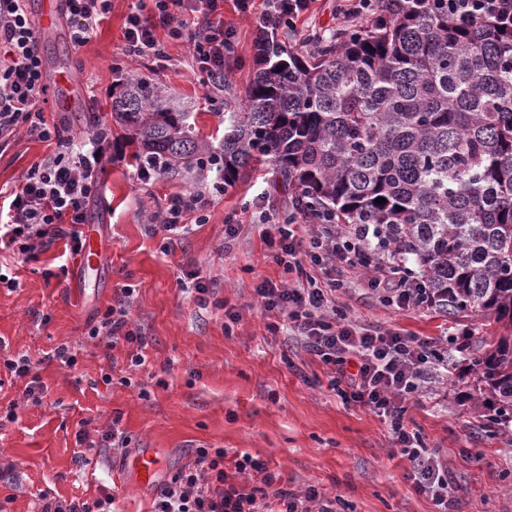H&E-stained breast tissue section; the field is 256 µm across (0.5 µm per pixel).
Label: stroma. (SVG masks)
<instances>
[{
    "label": "stroma",
    "instance_id": "35a3bbf8",
    "mask_svg": "<svg viewBox=\"0 0 512 512\" xmlns=\"http://www.w3.org/2000/svg\"><path fill=\"white\" fill-rule=\"evenodd\" d=\"M352 0H312L296 28L275 37L298 53H308L313 35H330L348 25L344 11ZM132 0H112L111 12L83 47L70 49V30L61 25L39 35L40 52L52 68L67 72L72 84L67 102L45 99L41 106L58 138L43 140L19 130L0 137V195L19 190L30 167L58 153L60 144H77L93 128L112 131V154L98 172L100 190L88 210V227L98 231L103 259L96 275L81 274L78 257L64 241L32 252L0 250V356L28 354L38 362L43 392L26 401L23 382L0 370V410L14 407L16 421H0V455L13 463L0 476V505L6 512H39L42 495L70 499L97 496L100 486H115L118 512H151L156 485L142 487L129 468L131 455L154 449L161 458L159 483L170 481L204 445L224 449V470L249 454L279 475L289 490L316 486L336 500V512H434L405 473L406 457L392 454L387 425L368 408L344 402L330 387L331 373L306 354L288 333H271L255 295L263 281H291L266 244L258 216L262 210L284 215L288 195L270 166L228 188L193 224L172 253L160 250L148 220L165 209L171 196L197 192L180 175L142 180L133 155L135 144L112 125V92L129 75L146 78L187 102L196 131L208 140L222 138L224 125L211 107L214 91L193 67L189 48L156 31L167 56H123L125 19ZM224 18L238 33V51L228 62L225 109L240 108L253 78V54L260 33L251 17L224 2ZM236 216L239 233L226 239L224 220ZM214 282L216 292L199 306L185 290L187 275ZM130 286V317L146 336V363L129 371L126 345L107 347L87 337ZM350 275L337 304L356 323L410 333L435 341L448 355L423 392L407 403V417L428 448L448 466L457 485L454 512H512V436L496 435L471 412L474 375L466 353L450 338L494 335V327L468 314L453 316L438 308L398 311L363 292ZM241 314L229 323L225 307ZM77 357L75 367L45 361L60 344ZM113 378L105 384L103 375ZM132 385H121L122 377ZM149 397H141L140 389ZM119 418L129 437L127 452L77 447L81 421L101 427Z\"/></svg>",
    "mask_w": 512,
    "mask_h": 512
}]
</instances>
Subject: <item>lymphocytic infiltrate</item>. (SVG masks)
Returning <instances> with one entry per match:
<instances>
[{"mask_svg":"<svg viewBox=\"0 0 512 512\" xmlns=\"http://www.w3.org/2000/svg\"><path fill=\"white\" fill-rule=\"evenodd\" d=\"M66 2L71 41L85 45L110 12L112 0ZM160 26L188 44L192 63L207 85L223 88L224 63L237 49V31L224 20V0H135L125 21L124 53L163 58L165 51L155 33ZM44 93L39 43L23 0H0V134L23 128L50 139L38 108ZM110 135L108 128H95L71 157L56 154L35 163L8 206H0V243H18L30 250L63 239L71 254H79L81 227L99 190L97 174L110 148ZM223 193V182L216 180L207 192L173 197L152 232L170 242L184 233L186 217L203 220L211 200ZM263 235L278 264L293 270L307 263L317 270L295 286L266 280L256 288L270 318L269 331H288L305 351L330 367L331 386L345 402L366 407L387 422L393 446L411 464L408 478L416 490L431 498L435 512H451L457 488L449 481L447 468L405 420L406 401L432 373L433 342L358 325L334 301L348 273L363 276L374 299L399 310L430 307L425 285L410 267L376 245L373 224H333L318 217L299 228L268 224ZM132 296V289L120 288L115 303L87 335L108 339L113 347L130 346L129 366L136 369L146 362L147 341L131 321ZM224 455L221 448H197L193 464L160 487L152 512H335L326 493L315 488L289 491L272 473L265 474L259 487L230 482Z\"/></svg>","mask_w":512,"mask_h":512,"instance_id":"obj_1","label":"lymphocytic infiltrate"}]
</instances>
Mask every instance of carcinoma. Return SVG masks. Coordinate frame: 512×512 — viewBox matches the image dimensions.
Here are the masks:
<instances>
[{"label": "carcinoma", "instance_id": "obj_1", "mask_svg": "<svg viewBox=\"0 0 512 512\" xmlns=\"http://www.w3.org/2000/svg\"><path fill=\"white\" fill-rule=\"evenodd\" d=\"M379 16L312 39L299 55L264 36L224 138L199 137L158 85L124 79L112 118L163 173H214L232 186L272 166L292 210L378 224L450 315L491 320L474 340L472 407L512 431V26L459 29L445 0H374ZM386 202L378 205L376 199Z\"/></svg>", "mask_w": 512, "mask_h": 512}]
</instances>
